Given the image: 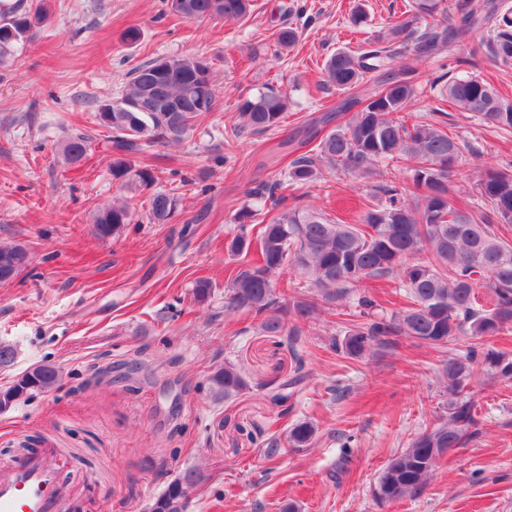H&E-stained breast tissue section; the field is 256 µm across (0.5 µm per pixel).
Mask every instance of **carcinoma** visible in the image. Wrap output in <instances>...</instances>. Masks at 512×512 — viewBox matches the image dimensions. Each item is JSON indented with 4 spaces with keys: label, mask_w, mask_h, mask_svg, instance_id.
Masks as SVG:
<instances>
[{
    "label": "carcinoma",
    "mask_w": 512,
    "mask_h": 512,
    "mask_svg": "<svg viewBox=\"0 0 512 512\" xmlns=\"http://www.w3.org/2000/svg\"><path fill=\"white\" fill-rule=\"evenodd\" d=\"M174 14L194 21L221 18L239 22L251 12L253 0H170ZM437 9V0H413L399 20L359 51L338 49L324 63L325 82L345 94L334 112L311 120L315 135L296 142L297 156L287 166V184L304 185L322 177V171L365 177L377 167H405L402 181L390 180L363 198L362 210L350 223L313 208L293 209L261 225L256 237L246 228L257 216L250 208L238 216L240 233L227 250L244 259L228 275L224 308L244 310L259 319L270 336L294 342L301 335L298 322L316 314L321 302L341 300L350 288L366 280L395 276L399 295L407 304L379 315V302L362 297L359 306L369 320L345 332L332 347L349 358H359L375 345H389L404 336L417 346L444 353L440 377L448 399V420L417 433L404 450L394 454L381 471L374 496L379 501L415 497L436 469L441 449L459 448L474 435L477 404L472 379L488 373L512 380V355L496 349L489 339L512 324V163L480 173L457 207L448 199V181L460 161L463 144L445 130L436 107L427 119L408 123L400 116L418 97L417 87L396 73V62L408 53L434 58L457 39L483 28L493 38L483 43L487 59L512 63V6L500 0H466L455 24H433L418 37L413 26L419 16ZM45 8L0 2V63L23 47L42 22ZM372 78V85L367 79ZM439 88L440 101L450 102L470 118L499 132L512 133V99L484 78L470 72L451 76ZM215 89L211 67L197 56L160 57L134 71L118 97L99 102L97 114L110 122L107 143L112 177L143 190L157 181L154 169L136 168L132 158L154 153L159 146L179 143L194 134L198 118L211 112ZM288 110V93L265 87L240 106L247 129L264 133L281 126ZM354 111L345 124L322 133L339 112ZM315 147H310L316 136ZM93 136L76 134L62 144L65 162L78 165L86 157ZM177 199L157 191L149 196V216L167 223ZM132 223L125 204L99 210L93 217L95 234L104 239ZM259 259H250L252 250ZM29 263L21 245H0V282L14 279ZM292 266L301 280L284 294L274 288V277ZM488 288L490 304L477 300V289ZM464 337L468 345L448 351V344ZM306 378L298 361L294 376L277 388L271 401L288 413L291 395L286 389ZM60 379L51 364H37L14 379L8 389L15 400L47 392ZM217 399L230 400L248 384L241 369L224 363L210 377ZM315 435L309 422L288 434L293 448H306ZM204 481L197 468L185 470L150 504L149 512H183V490Z\"/></svg>",
    "instance_id": "1"
}]
</instances>
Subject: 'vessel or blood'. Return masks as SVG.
Listing matches in <instances>:
<instances>
[{"instance_id": "b4317fda", "label": "vessel or blood", "mask_w": 512, "mask_h": 512, "mask_svg": "<svg viewBox=\"0 0 512 512\" xmlns=\"http://www.w3.org/2000/svg\"><path fill=\"white\" fill-rule=\"evenodd\" d=\"M60 467L48 448L16 458L0 471V512H61Z\"/></svg>"}]
</instances>
